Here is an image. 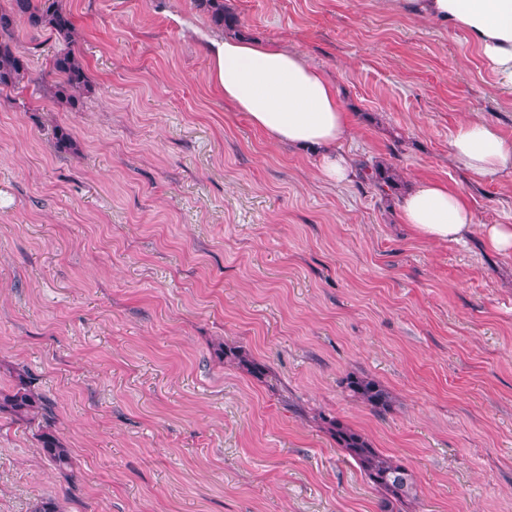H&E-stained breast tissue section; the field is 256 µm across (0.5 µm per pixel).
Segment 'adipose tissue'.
Listing matches in <instances>:
<instances>
[{"instance_id": "adipose-tissue-1", "label": "adipose tissue", "mask_w": 512, "mask_h": 512, "mask_svg": "<svg viewBox=\"0 0 512 512\" xmlns=\"http://www.w3.org/2000/svg\"><path fill=\"white\" fill-rule=\"evenodd\" d=\"M386 8L464 31L486 71L512 88V0H383ZM209 80L237 111L272 142L313 148L319 180L345 186L356 176L340 145L350 124L335 85L300 54L241 37H216L207 44ZM453 162L476 177L512 170V142L481 119L462 123L450 141ZM404 224L420 238L462 244L479 233L485 245L512 256V224H479L463 196L428 181L416 183L400 200Z\"/></svg>"}]
</instances>
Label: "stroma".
Listing matches in <instances>:
<instances>
[{
    "label": "stroma",
    "instance_id": "obj_1",
    "mask_svg": "<svg viewBox=\"0 0 512 512\" xmlns=\"http://www.w3.org/2000/svg\"><path fill=\"white\" fill-rule=\"evenodd\" d=\"M63 3L94 93L78 112L0 93V389L28 372L72 469L0 415V512H380L324 415L402 460L409 512H512V257L416 236L399 195L323 185L314 150L213 89L194 0ZM224 7L333 80L357 162L512 224V171L474 179L449 155L475 116L512 141V91L464 31L381 0ZM60 127L78 152H57ZM352 375L392 409L352 398ZM220 350L224 355V362L246 372L248 375L261 379L267 373V366L255 359L242 346L228 345L224 343L220 345ZM347 389L357 401L369 406L377 414L388 411L392 406V396L375 380L368 377L350 376Z\"/></svg>",
    "mask_w": 512,
    "mask_h": 512
}]
</instances>
